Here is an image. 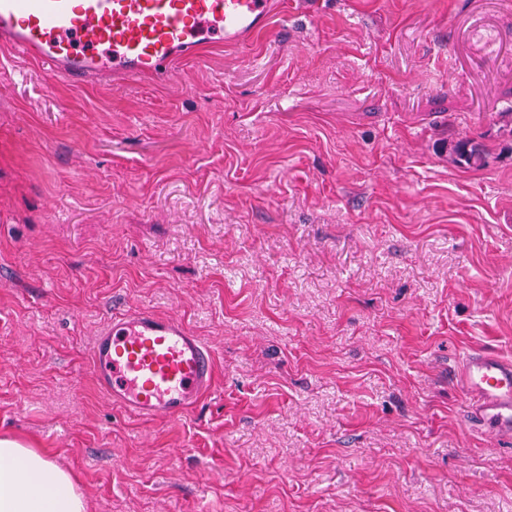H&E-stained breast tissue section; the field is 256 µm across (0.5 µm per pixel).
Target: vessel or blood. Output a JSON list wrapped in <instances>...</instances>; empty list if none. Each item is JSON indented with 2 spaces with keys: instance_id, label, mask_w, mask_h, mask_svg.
I'll return each mask as SVG.
<instances>
[{
  "instance_id": "b4317fda",
  "label": "vessel or blood",
  "mask_w": 512,
  "mask_h": 512,
  "mask_svg": "<svg viewBox=\"0 0 512 512\" xmlns=\"http://www.w3.org/2000/svg\"><path fill=\"white\" fill-rule=\"evenodd\" d=\"M276 8V0H0V49L75 86L128 81L165 73L208 44H249ZM90 358L99 392L144 418L183 416L216 389L199 336L143 308L113 313ZM456 381L474 419L512 439V360L468 354Z\"/></svg>"
}]
</instances>
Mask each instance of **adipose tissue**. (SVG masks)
I'll return each mask as SVG.
<instances>
[{
  "instance_id": "1",
  "label": "adipose tissue",
  "mask_w": 512,
  "mask_h": 512,
  "mask_svg": "<svg viewBox=\"0 0 512 512\" xmlns=\"http://www.w3.org/2000/svg\"><path fill=\"white\" fill-rule=\"evenodd\" d=\"M0 512H86L73 475L38 448L0 437Z\"/></svg>"
}]
</instances>
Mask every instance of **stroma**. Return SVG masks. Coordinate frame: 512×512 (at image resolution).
I'll return each instance as SVG.
<instances>
[{
  "label": "stroma",
  "instance_id": "1",
  "mask_svg": "<svg viewBox=\"0 0 512 512\" xmlns=\"http://www.w3.org/2000/svg\"><path fill=\"white\" fill-rule=\"evenodd\" d=\"M41 75L0 51L1 436L86 512H512L451 378L512 358V0H287L161 81ZM128 306L212 349L189 415L97 391ZM452 161L458 166L481 167L485 163L482 145L469 138H462L452 148Z\"/></svg>",
  "mask_w": 512,
  "mask_h": 512
}]
</instances>
